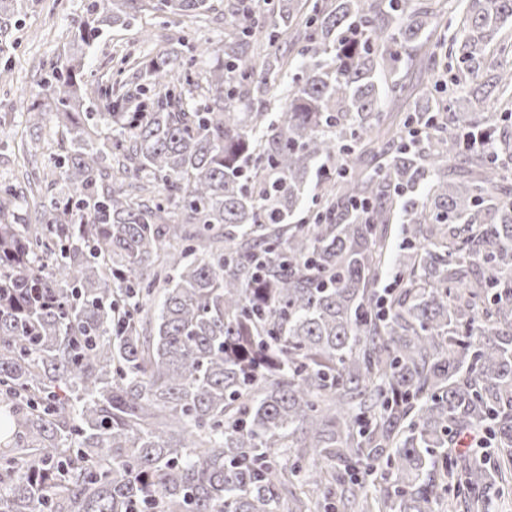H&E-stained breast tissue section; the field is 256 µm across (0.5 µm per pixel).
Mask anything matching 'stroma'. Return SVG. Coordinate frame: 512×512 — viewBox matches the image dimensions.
<instances>
[{
    "mask_svg": "<svg viewBox=\"0 0 512 512\" xmlns=\"http://www.w3.org/2000/svg\"><path fill=\"white\" fill-rule=\"evenodd\" d=\"M90 0H24L22 11L11 28L12 73L0 82V114L12 118L0 124V182L14 181L30 157L29 132L23 110L26 91L36 88L51 63L68 47L66 34L72 18ZM214 6L207 22L199 23L187 17L161 20L151 15H139L126 28L112 29L88 53L86 73L94 81L134 82L140 61L155 56L168 43L184 38L209 42L214 53L206 60L214 65L224 57V0H212ZM39 165L48 158L34 157Z\"/></svg>",
    "mask_w": 512,
    "mask_h": 512,
    "instance_id": "obj_1",
    "label": "stroma"
}]
</instances>
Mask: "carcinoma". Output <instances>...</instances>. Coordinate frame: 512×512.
<instances>
[{
  "label": "carcinoma",
  "mask_w": 512,
  "mask_h": 512,
  "mask_svg": "<svg viewBox=\"0 0 512 512\" xmlns=\"http://www.w3.org/2000/svg\"><path fill=\"white\" fill-rule=\"evenodd\" d=\"M263 4L227 0L205 84L182 41L129 87L86 77L105 30L211 0H93L31 93L69 151L35 222L0 188V512H487L506 480L512 0L449 40L432 0ZM441 52L440 96L403 82ZM474 430L496 461L452 452Z\"/></svg>",
  "instance_id": "cac0c4a2"
}]
</instances>
